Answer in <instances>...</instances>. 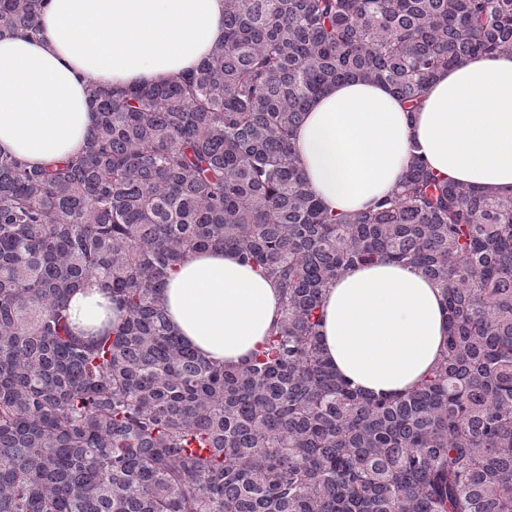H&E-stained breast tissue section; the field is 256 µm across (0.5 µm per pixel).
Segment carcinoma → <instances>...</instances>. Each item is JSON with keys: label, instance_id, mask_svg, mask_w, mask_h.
I'll list each match as a JSON object with an SVG mask.
<instances>
[{"label": "carcinoma", "instance_id": "obj_1", "mask_svg": "<svg viewBox=\"0 0 512 512\" xmlns=\"http://www.w3.org/2000/svg\"><path fill=\"white\" fill-rule=\"evenodd\" d=\"M47 0H0V36ZM512 53V0H224L195 73L89 83L84 151L0 154V512H512V197L413 155L371 210L307 190L296 132L339 81L414 112L442 69ZM235 249L280 288L263 350L215 365L158 297L189 252ZM396 262L438 283L448 336L410 391L322 356L325 288ZM95 280L126 313L75 332Z\"/></svg>", "mask_w": 512, "mask_h": 512}]
</instances>
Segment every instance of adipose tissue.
I'll list each match as a JSON object with an SVG mask.
<instances>
[{
    "label": "adipose tissue",
    "instance_id": "ef3b65f1",
    "mask_svg": "<svg viewBox=\"0 0 512 512\" xmlns=\"http://www.w3.org/2000/svg\"><path fill=\"white\" fill-rule=\"evenodd\" d=\"M224 36V0H48L35 34L0 37V153L31 166L85 146L88 83L159 84L195 72ZM309 191L336 213L373 207L411 154L439 176L512 196V53L441 72L408 111L388 86L358 78L312 101L296 137ZM175 334L208 360L241 365L281 317L279 290L232 249L187 254L159 296ZM80 333L121 313L91 282L69 299ZM323 355L371 396L411 389L447 335L441 287L418 269L376 262L326 288Z\"/></svg>",
    "mask_w": 512,
    "mask_h": 512
}]
</instances>
